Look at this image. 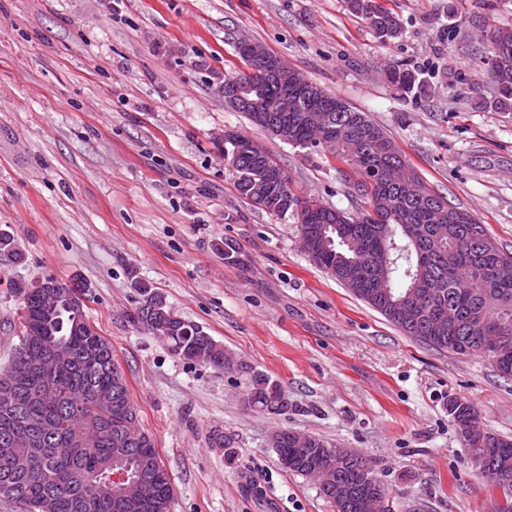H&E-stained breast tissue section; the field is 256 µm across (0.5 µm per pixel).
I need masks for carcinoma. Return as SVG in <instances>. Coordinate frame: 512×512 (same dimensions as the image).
Here are the masks:
<instances>
[{
  "label": "carcinoma",
  "mask_w": 512,
  "mask_h": 512,
  "mask_svg": "<svg viewBox=\"0 0 512 512\" xmlns=\"http://www.w3.org/2000/svg\"><path fill=\"white\" fill-rule=\"evenodd\" d=\"M348 9L364 18L375 35L395 39L402 30L400 19L377 0H347ZM499 39L488 38L484 46L486 60L506 61L507 68L489 69L497 88L496 106L512 110V28H496ZM387 82L402 93L411 92L417 82L415 72L401 67L385 72ZM266 91L272 98L284 94L300 95L295 77L283 86L271 81ZM332 131L323 140L311 137L312 125L303 121L288 125V143L303 149L323 151L351 165L360 177L365 192V206L356 213L346 211L334 224L326 225L331 237V251L319 249L320 224L299 222L303 232L300 244L311 260L348 288L357 298L379 311L411 338L436 349L468 356L481 355L492 360L499 374L512 376V357L504 360L492 344L483 343L487 330L508 324L507 343L512 346V255L490 250L485 243L468 237L467 226L479 225L467 210L448 204L415 172L406 184L394 175L405 166L395 141L363 112L346 106L344 112L332 113ZM350 136L360 147L350 153L339 142ZM245 135L235 133L224 142V159L232 162L237 192L253 205L271 214H281L277 203L259 197L260 171L241 149ZM25 259L14 235L0 229V264L9 265ZM389 260L391 295L378 297L375 284L379 265ZM56 303L42 281H15L14 293L21 300L22 336L0 380L14 369H24L30 356L54 346L64 349L68 360L53 373L54 390L43 393L42 372L29 370V386L21 391L19 409L0 408V498L23 505L26 512H43L45 498L53 499L50 512H81L79 500L90 491L77 478L92 474L96 481L110 479L112 462L120 460L131 471L158 466L161 459L151 435L144 444H123L120 434L127 425L116 426L112 409L99 410L95 400L121 393L125 405L133 407L125 376L112 357V345L86 318L84 304H70L68 286L85 288L84 283L62 282ZM417 291L423 311L411 325L398 318V304L411 291ZM165 315L155 323H145L142 309L136 308L131 320L151 334L166 340L178 355L215 370H224V349L199 326L187 322L164 305ZM457 313L462 317L460 331L448 329L441 317ZM286 400L278 384L261 373L251 376L242 394L245 407L254 411L281 409ZM469 430L466 441L489 437L484 447L471 449V466L488 486L505 482L512 485V442L488 435L478 425V411L468 402L464 406ZM44 420L53 426L50 436L27 448H12L8 439L25 424ZM97 423L103 429L99 441L88 448L78 444L77 422ZM315 445L305 450L296 446L290 431L272 435L278 455H297L298 464L290 471L309 475L318 468L330 487L322 494L336 512H365L364 494L373 488L388 497L372 461L352 454L337 461L324 454L325 442L314 438ZM28 455L35 459L29 473H18L8 464V457ZM171 494L162 483L147 489V505L141 512H170Z\"/></svg>",
  "instance_id": "carcinoma-1"
}]
</instances>
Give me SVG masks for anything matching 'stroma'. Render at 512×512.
Returning a JSON list of instances; mask_svg holds the SVG:
<instances>
[{
	"label": "stroma",
	"instance_id": "35a3bbf8",
	"mask_svg": "<svg viewBox=\"0 0 512 512\" xmlns=\"http://www.w3.org/2000/svg\"><path fill=\"white\" fill-rule=\"evenodd\" d=\"M402 34L378 38L345 0H0V228L25 262L0 265V369L21 334L11 285L89 287L84 310L112 345L174 488L171 512H335L318 482L285 469L274 432L314 434L371 459L393 512H489L485 481L448 414L466 400L512 440V379L491 361L406 336L316 266L294 214L235 189L216 138L258 140L299 198L351 213V166L291 146L232 110L218 78L261 43L367 113L408 167L469 210L512 253V111L494 105L480 49L512 26V0H382ZM400 66L420 85L384 78ZM147 283L240 368L176 355L133 323ZM267 375L287 410L244 408ZM221 430L235 454L212 447ZM385 76L392 87L405 94L411 92L417 82L415 72L400 66L388 69Z\"/></svg>",
	"mask_w": 512,
	"mask_h": 512
}]
</instances>
